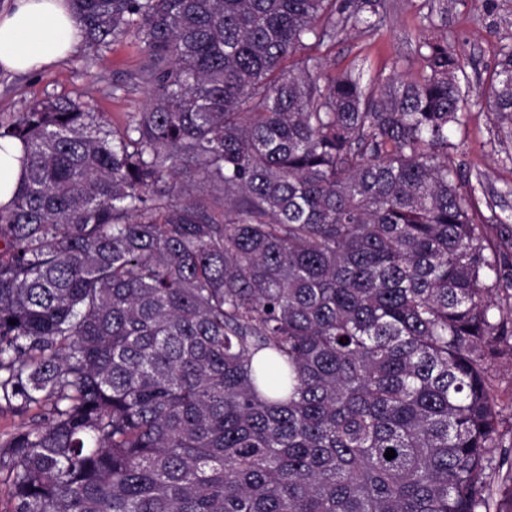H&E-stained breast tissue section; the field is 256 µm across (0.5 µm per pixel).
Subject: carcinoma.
<instances>
[{"mask_svg":"<svg viewBox=\"0 0 512 512\" xmlns=\"http://www.w3.org/2000/svg\"><path fill=\"white\" fill-rule=\"evenodd\" d=\"M72 2L91 50L144 44L149 102L0 123V403L48 410L0 444L9 512H491L512 304L447 38L370 87L311 51L383 0ZM486 104L512 125V49ZM0 206L7 204L19 181L20 168L14 156H19L21 146L17 141L1 139L0 146Z\"/></svg>","mask_w":512,"mask_h":512,"instance_id":"obj_1","label":"carcinoma"}]
</instances>
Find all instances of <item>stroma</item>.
Segmentation results:
<instances>
[{"mask_svg": "<svg viewBox=\"0 0 512 512\" xmlns=\"http://www.w3.org/2000/svg\"><path fill=\"white\" fill-rule=\"evenodd\" d=\"M382 27L355 32L317 48L329 74L359 68L364 83L389 76L418 78L422 39L447 36L467 76L462 122L448 136V162L461 171V191L476 223L485 225L488 251L512 263V126L499 124L486 94L502 51L512 48V0H384ZM148 63L142 44L119 37L97 59L77 46L64 59L27 75L0 73V121L37 102L68 98L122 129L147 103L140 75ZM494 390L502 409L496 457L502 466L492 484L502 512H512V359L492 361Z\"/></svg>", "mask_w": 512, "mask_h": 512, "instance_id": "35a3bbf8", "label": "stroma"}]
</instances>
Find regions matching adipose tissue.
Instances as JSON below:
<instances>
[{
	"label": "adipose tissue",
	"mask_w": 512,
	"mask_h": 512,
	"mask_svg": "<svg viewBox=\"0 0 512 512\" xmlns=\"http://www.w3.org/2000/svg\"><path fill=\"white\" fill-rule=\"evenodd\" d=\"M81 39L69 0H13L0 11V69L40 70L70 54Z\"/></svg>",
	"instance_id": "adipose-tissue-1"
}]
</instances>
